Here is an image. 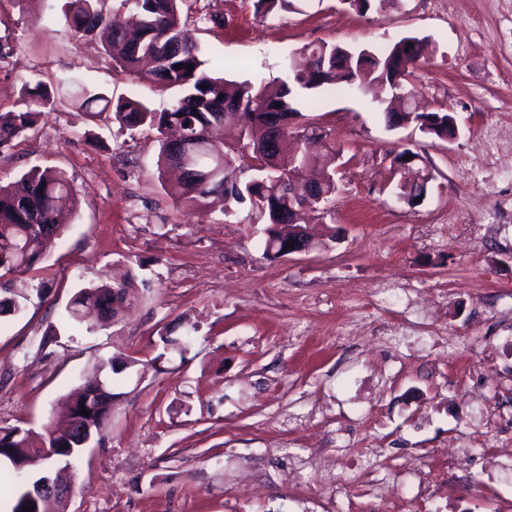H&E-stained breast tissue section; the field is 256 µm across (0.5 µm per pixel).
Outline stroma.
<instances>
[{
  "label": "stroma",
  "instance_id": "1",
  "mask_svg": "<svg viewBox=\"0 0 512 512\" xmlns=\"http://www.w3.org/2000/svg\"><path fill=\"white\" fill-rule=\"evenodd\" d=\"M64 0H0V112L18 74L73 73L112 98L161 92L112 68L98 35H75ZM255 0H185L182 18L225 79L286 78L304 45L428 42L415 83L424 111L454 114L443 141L388 128L374 92L342 88L308 119L341 155L315 235L328 247L268 260L249 208L176 207L158 181L153 131L125 130L58 98L37 135L0 149V181L53 168L77 211L35 268L0 277L25 309L0 325V426L40 430L100 360L115 374L102 442L86 448L70 512H512V471L478 444L481 414L512 448V0H393L360 13L308 0L273 20ZM432 179L415 207L392 193V151ZM139 274L129 309L86 332L67 320L80 288ZM193 333L186 355L162 336ZM467 482L444 487L448 468ZM389 483L383 498L374 481Z\"/></svg>",
  "mask_w": 512,
  "mask_h": 512
}]
</instances>
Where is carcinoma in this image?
Here are the masks:
<instances>
[{"instance_id": "obj_1", "label": "carcinoma", "mask_w": 512, "mask_h": 512, "mask_svg": "<svg viewBox=\"0 0 512 512\" xmlns=\"http://www.w3.org/2000/svg\"><path fill=\"white\" fill-rule=\"evenodd\" d=\"M184 0H119L108 7V0H66L63 16L68 27L77 34L98 29L108 32L105 53L112 66L148 83L156 90L171 92L166 101L156 106L145 100L112 101L94 92L72 75L60 78L58 88H67L73 100L87 112L103 103L100 112L112 114V121L127 130L148 128L156 132L160 143L157 160L159 176L178 167L176 152L169 142V131L180 132L182 141L193 154L192 165L180 173L172 184L162 187L178 207L204 209L211 198L224 200V215L248 205L266 221L263 255L278 259L291 238L310 248H324L327 242H316L296 228H306L304 215L327 206L338 190L333 163L336 144L328 135L304 121L297 108L300 94L314 95L324 89L344 84L361 88L367 84L381 86L389 93L404 92L415 96L416 89L407 88L408 78L421 67V52L416 46L407 49L406 66L396 60L399 43L378 49H351L322 41L302 48L307 64L302 70L289 72L288 79L278 83L243 80L229 81L215 75L204 59L203 49L181 18ZM294 8L293 0H256V13L262 19ZM181 68H176V65ZM194 66L188 70L187 66ZM23 108L0 113V147L11 144L29 133L38 132L41 117L54 110L56 98L41 82L20 77ZM402 119L419 124V129L440 140L448 138V126L455 121L450 112L403 111ZM240 123L236 145L227 151L216 147L215 138L224 125ZM283 123L281 137L269 145V129ZM315 179L321 199L301 202L284 192L289 175L298 173ZM432 179L425 168L415 172L414 180L402 184L415 190L408 205L420 197L417 181L427 184ZM77 208L73 186L61 171L32 169L17 180L0 184V271L24 273L32 270L63 235V214ZM135 276L130 266L118 269L112 283L79 289L67 309L74 324L83 321L85 311L106 308L107 320L119 317L131 303L126 291ZM89 385L59 400L60 415L53 417L42 432L18 426L0 427V450L20 461L45 458L44 449L53 441L68 444L72 460H77L87 439L102 441L112 404L89 402ZM87 409L89 415L80 414ZM35 503L14 487L12 500L4 512H27Z\"/></svg>"}]
</instances>
